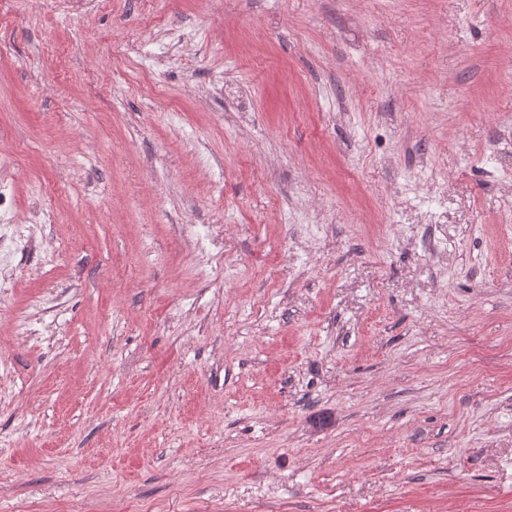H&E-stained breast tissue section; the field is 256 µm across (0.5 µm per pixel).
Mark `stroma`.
Returning a JSON list of instances; mask_svg holds the SVG:
<instances>
[{"instance_id":"obj_1","label":"stroma","mask_w":512,"mask_h":512,"mask_svg":"<svg viewBox=\"0 0 512 512\" xmlns=\"http://www.w3.org/2000/svg\"><path fill=\"white\" fill-rule=\"evenodd\" d=\"M152 12L0 0V512H512V0Z\"/></svg>"}]
</instances>
